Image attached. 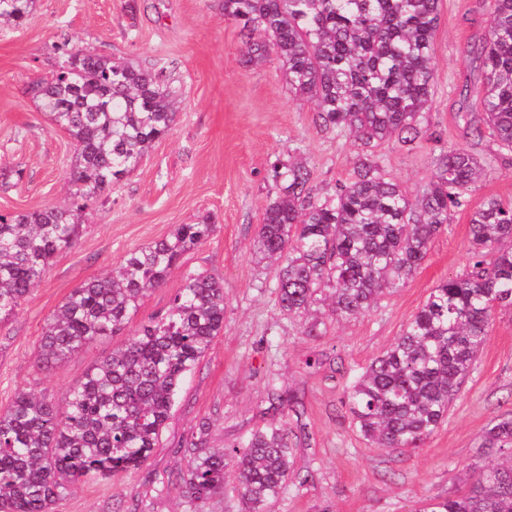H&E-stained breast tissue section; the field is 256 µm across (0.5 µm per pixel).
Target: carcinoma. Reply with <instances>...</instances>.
<instances>
[{
	"instance_id": "cac0c4a2",
	"label": "carcinoma",
	"mask_w": 512,
	"mask_h": 512,
	"mask_svg": "<svg viewBox=\"0 0 512 512\" xmlns=\"http://www.w3.org/2000/svg\"><path fill=\"white\" fill-rule=\"evenodd\" d=\"M35 0H0V23L23 24ZM224 19L247 31L248 61L270 54L290 92L314 100V122L359 150L350 177L331 190L313 184L307 163L290 153L270 164L277 196L257 226L256 247L278 265L280 308L307 320L323 302L348 322L401 288L424 263L433 239L470 205L487 176L461 147L432 157L415 194L389 176L383 146L441 136L422 126L435 93L432 55L439 0H220ZM53 72L32 84L52 123L73 141L68 204L0 214V317L30 295L51 261L72 250L85 211L111 202L112 183L135 170L172 129L174 75L160 60L130 62L56 46ZM482 83L481 116L467 128L512 148V0H492L486 32L474 44ZM465 271L438 283L392 345L345 385V405L360 434L377 448H417L447 418L497 314L512 310V200L489 197L470 215ZM216 225L178 224L169 237L128 253L118 270L73 289L47 319L37 363L56 370L90 344L125 330L139 302L160 287ZM224 329V281L184 276L165 314L142 324L70 388L60 406L19 392L0 411V512H53L84 478L138 468L157 447L180 381ZM264 427L223 452L188 444L180 483L194 512L224 490L235 471L244 512H264L293 475L299 437L279 419L294 399L269 386ZM512 449V413L485 430L480 452ZM415 512H512V453L473 467L470 482Z\"/></svg>"
}]
</instances>
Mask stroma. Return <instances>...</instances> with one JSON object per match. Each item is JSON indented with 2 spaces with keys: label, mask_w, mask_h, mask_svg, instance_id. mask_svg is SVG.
<instances>
[{
  "label": "stroma",
  "mask_w": 512,
  "mask_h": 512,
  "mask_svg": "<svg viewBox=\"0 0 512 512\" xmlns=\"http://www.w3.org/2000/svg\"><path fill=\"white\" fill-rule=\"evenodd\" d=\"M218 3L36 0L22 26L0 27V171L8 175L0 186L2 215L40 210L69 194L72 141L29 91L48 74L58 42L135 62H172L182 86L169 134L113 185L111 203L86 212L76 247L55 258L26 301L0 319V410L22 390L64 404L74 381L168 309L185 272H205L224 282V330L183 380L157 448L139 469L74 486L54 512H190L179 491L189 459L186 440L200 434L208 450L221 451L264 427L271 384L297 398L286 422L301 439L294 471L308 481L299 488L286 484L265 512H413L418 501L465 483L487 425L512 412V316L500 315L491 325L447 420L420 447L374 448L358 434L343 403L345 384L394 342L431 288L463 271L469 214L456 215L397 292L354 320H327L323 335H301L298 319L278 306L273 267L253 246L275 195L269 161L300 149L314 184L329 189L351 175L357 147L315 127L313 103L293 97L276 57L247 63L245 37ZM489 9V0H441L435 97L422 119L441 140L382 150L392 177L412 191L427 182L440 147H463L480 157L489 173L472 190L471 208L492 195L512 198V155L492 137H470L463 120L480 111L476 96L461 97L460 90L480 84L469 50L484 32ZM205 215L216 225L210 239L147 293L123 334L84 348L61 370L37 367L46 320L74 288L117 267L129 251L168 237L175 225ZM311 355L320 358L319 368H306Z\"/></svg>",
  "instance_id": "1"
}]
</instances>
